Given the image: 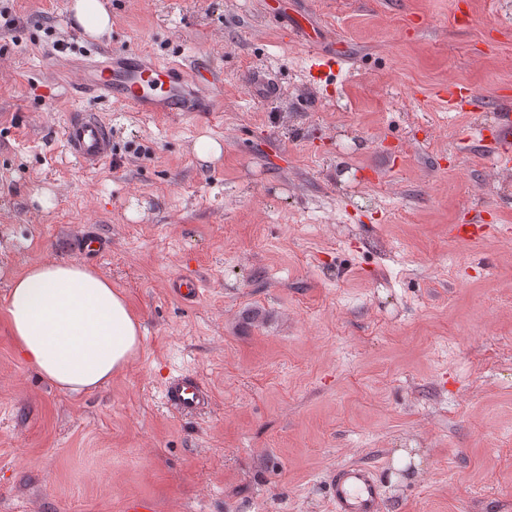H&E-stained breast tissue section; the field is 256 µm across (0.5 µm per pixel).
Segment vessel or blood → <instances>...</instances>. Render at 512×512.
I'll list each match as a JSON object with an SVG mask.
<instances>
[{"instance_id":"vessel-or-blood-1","label":"vessel or blood","mask_w":512,"mask_h":512,"mask_svg":"<svg viewBox=\"0 0 512 512\" xmlns=\"http://www.w3.org/2000/svg\"><path fill=\"white\" fill-rule=\"evenodd\" d=\"M309 18L292 19L290 25L300 41L311 49L313 69H332L335 57L319 52L318 40L310 31ZM191 76L177 65L143 58L139 53H105L103 60L86 64L81 84L103 100L126 105L134 112H209L212 100L196 93L187 96L185 84ZM253 94L263 100L278 96L280 87L264 72H253L250 78ZM440 100L449 109H457L461 101L481 105L484 97L475 89L447 88ZM496 145L501 160L512 157V101L502 100L495 120ZM65 150L82 166L96 168L112 158V138L106 123L95 113L70 115L62 131ZM166 403L184 416L206 410L212 395L191 375L170 378L164 387ZM329 499L335 512H382L383 499L379 479L364 465H342L330 475Z\"/></svg>"}]
</instances>
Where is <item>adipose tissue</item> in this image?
<instances>
[{
    "mask_svg": "<svg viewBox=\"0 0 512 512\" xmlns=\"http://www.w3.org/2000/svg\"><path fill=\"white\" fill-rule=\"evenodd\" d=\"M0 309L20 356L63 393L101 389L140 348L141 327L123 294L80 263L29 265Z\"/></svg>",
    "mask_w": 512,
    "mask_h": 512,
    "instance_id": "adipose-tissue-1",
    "label": "adipose tissue"
}]
</instances>
